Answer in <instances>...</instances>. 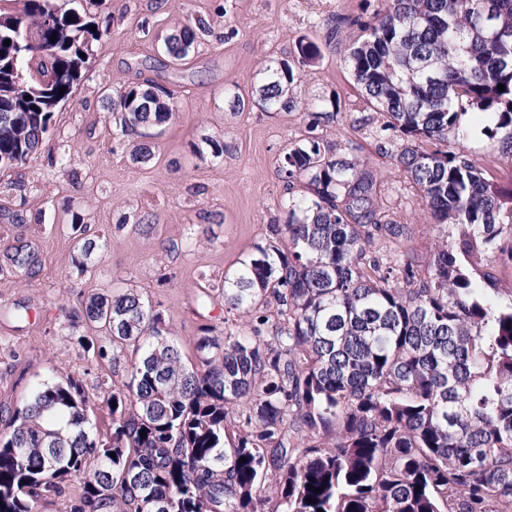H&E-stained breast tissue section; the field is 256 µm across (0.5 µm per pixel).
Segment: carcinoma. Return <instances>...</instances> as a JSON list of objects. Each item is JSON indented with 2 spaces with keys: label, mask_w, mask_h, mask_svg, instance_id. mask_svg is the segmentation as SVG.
<instances>
[{
  "label": "carcinoma",
  "mask_w": 512,
  "mask_h": 512,
  "mask_svg": "<svg viewBox=\"0 0 512 512\" xmlns=\"http://www.w3.org/2000/svg\"><path fill=\"white\" fill-rule=\"evenodd\" d=\"M70 2L0 0V172L41 147L99 38L86 0ZM203 26L167 35L172 62ZM322 41L406 140L397 167L443 229L430 266L401 249L409 225L382 223L376 175L326 150L338 103L305 107L279 166L288 222L224 273V338L201 325L190 359L139 293L91 296L81 315L109 333L96 354L125 376L112 435L73 378L36 383L0 412V512H39L71 483L68 512H512V185L464 146L475 118L512 161V0H386L368 20H325ZM320 54L303 40L267 67L257 105L295 108L299 68ZM173 106L158 85L117 90L132 161ZM72 231L85 260L107 245ZM5 261L28 276L38 255L10 246Z\"/></svg>",
  "instance_id": "carcinoma-1"
}]
</instances>
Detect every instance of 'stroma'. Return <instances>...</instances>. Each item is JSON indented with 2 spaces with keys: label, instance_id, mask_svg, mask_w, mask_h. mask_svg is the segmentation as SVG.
<instances>
[{
  "label": "stroma",
  "instance_id": "35a3bbf8",
  "mask_svg": "<svg viewBox=\"0 0 512 512\" xmlns=\"http://www.w3.org/2000/svg\"><path fill=\"white\" fill-rule=\"evenodd\" d=\"M384 0H94L89 10L107 32L69 101L54 112L41 148L0 173V244H27L39 254L36 274L16 276L0 262V407L15 406L31 386L63 373L96 400L102 432L112 363L94 346L99 325L76 318L92 295L132 289L163 313L183 353L192 354L202 324L224 333V306L214 291L227 270L288 215L281 160L305 135L303 103L337 101L323 128L331 153L377 171L382 219L410 227L408 247L428 266L440 233L419 190L404 180L394 150L379 146V113L366 105L340 53L324 51L293 89L298 109L243 110L270 62L292 59L303 38L319 40L320 22L372 16ZM188 17L205 27L195 50L172 64L164 35ZM154 82L173 91L177 110L154 140V156L134 163L133 142H119L111 95L127 84ZM465 146L499 182H512V162L496 140L472 129ZM69 156L77 178L57 161ZM83 221L110 240L82 265L70 235Z\"/></svg>",
  "mask_w": 512,
  "mask_h": 512
}]
</instances>
